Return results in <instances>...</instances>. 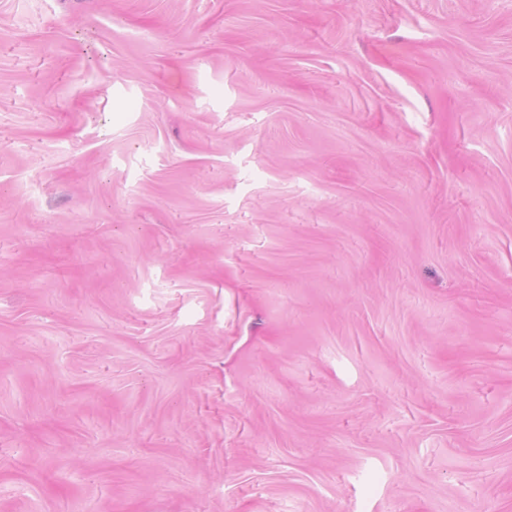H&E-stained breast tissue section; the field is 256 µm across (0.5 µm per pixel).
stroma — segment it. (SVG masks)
<instances>
[{
	"instance_id": "stroma-1",
	"label": "stroma",
	"mask_w": 512,
	"mask_h": 512,
	"mask_svg": "<svg viewBox=\"0 0 512 512\" xmlns=\"http://www.w3.org/2000/svg\"><path fill=\"white\" fill-rule=\"evenodd\" d=\"M0 512H512V0H0Z\"/></svg>"
}]
</instances>
